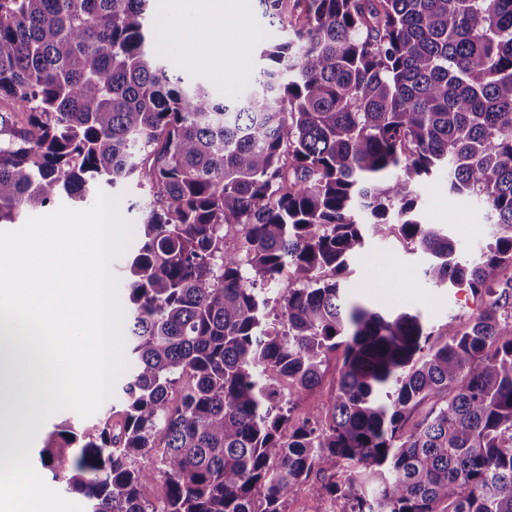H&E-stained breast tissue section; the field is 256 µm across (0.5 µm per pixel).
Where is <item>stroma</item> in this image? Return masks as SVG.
I'll return each mask as SVG.
<instances>
[{"label": "stroma", "instance_id": "stroma-1", "mask_svg": "<svg viewBox=\"0 0 512 512\" xmlns=\"http://www.w3.org/2000/svg\"><path fill=\"white\" fill-rule=\"evenodd\" d=\"M177 0H152L151 14L158 33L159 48L167 66L185 79L201 82L216 97L245 91L259 64L263 42L278 38L259 14L256 0H241V26L245 37L232 43L239 57L234 70H225L218 60L199 62L210 39L209 31L188 16L175 12ZM420 218L447 230L459 252L472 255L496 234L482 203L474 198L449 193L448 179L440 175L421 191ZM425 259L393 237L371 238L363 256L352 265L344 282L345 293L364 303L418 311L433 326L448 321L466 323L481 307L479 298L465 288H436L424 276Z\"/></svg>", "mask_w": 512, "mask_h": 512}]
</instances>
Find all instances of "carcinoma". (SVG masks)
<instances>
[{"mask_svg":"<svg viewBox=\"0 0 512 512\" xmlns=\"http://www.w3.org/2000/svg\"><path fill=\"white\" fill-rule=\"evenodd\" d=\"M150 2L0 0L28 125L0 112V224L148 187L121 409L53 431L42 467L87 512H286L311 481L341 512H512V0H257L283 36L232 101L163 64ZM442 172L499 227L476 255L414 214ZM368 236L482 311L348 301ZM340 347L328 408L288 429ZM94 200H95V198L91 195L87 196L84 200L79 201V200H72L69 197H67L65 194H63L62 196L58 197L53 203H51L45 207H40V208L32 209V210L25 212L23 214V216L20 218V220L17 221V223H19V224H0V230H6V231L16 230V229L20 228L30 216L42 215V214L52 212L56 208H58L61 204H64V205L74 208V209H85V208H88L89 206H91L93 204Z\"/></svg>","mask_w":512,"mask_h":512,"instance_id":"1","label":"carcinoma"}]
</instances>
